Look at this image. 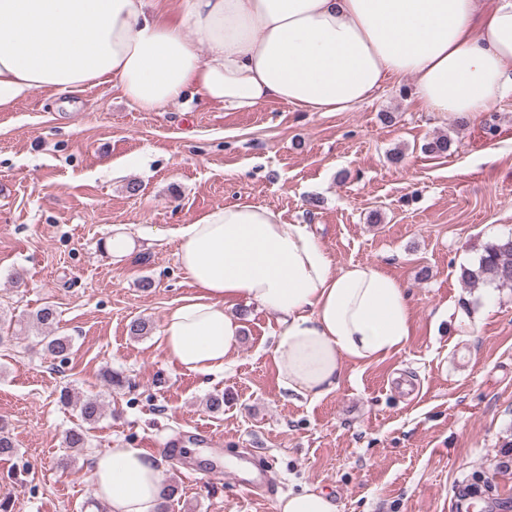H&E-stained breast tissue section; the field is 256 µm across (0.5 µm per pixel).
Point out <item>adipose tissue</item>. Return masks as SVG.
Returning a JSON list of instances; mask_svg holds the SVG:
<instances>
[{
	"mask_svg": "<svg viewBox=\"0 0 512 512\" xmlns=\"http://www.w3.org/2000/svg\"><path fill=\"white\" fill-rule=\"evenodd\" d=\"M398 77L430 112L474 118L512 93V0H0V112L31 89L112 86L143 111L193 96L228 112L278 103L345 112ZM177 262L195 288L172 308L161 344L185 371L223 373L238 351L239 302L279 314L272 348L284 390L321 398L343 360L403 349L411 313L377 266L332 269L308 225L250 202L206 211L177 231ZM110 512H160V453L113 448L90 460Z\"/></svg>",
	"mask_w": 512,
	"mask_h": 512,
	"instance_id": "ef3b65f1",
	"label": "adipose tissue"
}]
</instances>
